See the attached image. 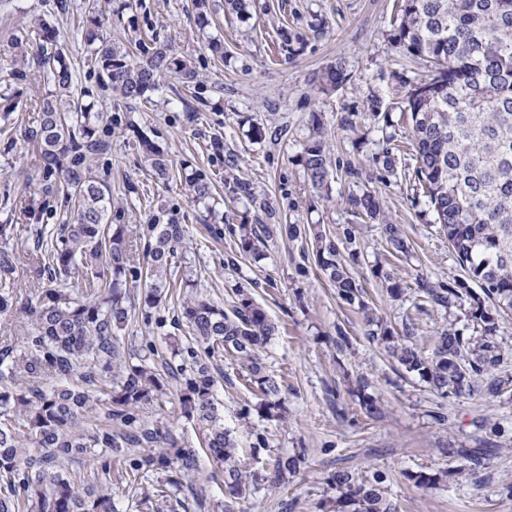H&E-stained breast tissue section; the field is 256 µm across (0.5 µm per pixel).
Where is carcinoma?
<instances>
[{
	"mask_svg": "<svg viewBox=\"0 0 512 512\" xmlns=\"http://www.w3.org/2000/svg\"><path fill=\"white\" fill-rule=\"evenodd\" d=\"M99 4L88 2L81 44L103 87L124 99H144L159 89L157 76L171 74L191 91L190 98L180 97L186 108L201 101L195 71L171 45L152 37L131 53L113 48ZM390 39L407 57L426 62V73L409 79L404 98L416 176L465 273L446 285L421 278L418 293L433 307H465L466 324L448 321L429 354L411 342L418 327L410 317L400 333L369 319L368 335L443 399L475 390L499 397L512 392V377L500 376L512 351L503 346L497 319L512 313V0H402ZM34 42L38 52L32 63L47 92L32 104L36 117L22 136L40 152L43 191L63 196L70 216L58 228L35 225L26 250L30 289L24 295L14 276L20 261L12 245L17 225L0 224V315L17 314L26 323L20 335L0 336V512H115L116 465L121 482L141 490L146 512H174L176 504L186 507L179 494L190 489L185 479L197 470L201 449L224 467L229 497L224 512H234L236 501L253 494L260 480L272 488L287 486L305 463V449L277 456L263 476L244 470L236 441L224 428V405L214 393L212 360L228 355L242 380L262 394L266 416L284 413L279 386L256 352L278 327L247 291L237 290L228 312L200 294L181 299L190 341L179 364L157 359L151 344L135 362L123 352L116 331L131 318L126 288L143 283L149 308L166 298L184 229L160 210L140 251L126 237V226L112 223V183L96 170L112 150V121L75 92L67 41L59 30L40 21L17 28L11 37L22 54ZM27 80L25 68L0 79V100L12 99L14 84ZM345 80L338 62L314 83L326 93ZM310 124L299 162L318 190L327 184L332 162L318 113L311 114ZM138 144L150 175L169 180L168 156L146 137ZM186 183L196 199L212 196L204 177ZM224 187L256 200L251 184L230 170ZM349 204L372 221L381 216L379 198L368 189L351 195ZM283 230L291 240H310L316 266L341 301L367 309L335 239L315 224H286ZM380 233L390 254L407 252L399 225L384 221ZM262 244L244 228L239 254L256 255ZM373 276L392 299L405 294L383 265ZM171 378L179 383L182 416L197 426L196 447L144 416L145 406L166 395ZM48 379L56 384L45 385ZM478 430L471 448L453 440L439 446L453 462L444 476L465 478L499 451L505 430L496 424ZM386 481L380 470L362 477L338 470L327 479L335 494L319 503L320 512H398Z\"/></svg>",
	"mask_w": 512,
	"mask_h": 512,
	"instance_id": "cac0c4a2",
	"label": "carcinoma"
}]
</instances>
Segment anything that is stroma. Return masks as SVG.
<instances>
[{
    "instance_id": "1",
    "label": "stroma",
    "mask_w": 512,
    "mask_h": 512,
    "mask_svg": "<svg viewBox=\"0 0 512 512\" xmlns=\"http://www.w3.org/2000/svg\"><path fill=\"white\" fill-rule=\"evenodd\" d=\"M68 12L58 0H0V69L16 65L17 52L8 42L12 27L43 19L72 36L84 15V0H68ZM398 0H256L250 16L230 13L225 0H110L103 23L115 45L123 46L148 33L159 35L177 54L190 60L206 86L207 103L190 112L171 93L175 79H160L161 91L150 102L130 101L105 91L96 73L73 59L75 86L96 110L111 117L112 152L99 167L112 183V198L120 223L145 232L158 209L173 214L185 230L174 262L175 279H191L216 304L231 307L237 289L251 293L279 327L277 336L260 352L267 373L274 377L288 404L285 420H268L257 410L259 393L247 390L238 366L222 357L214 363V392L224 404V426L240 447V460L260 472L282 453L307 449V463L288 487L276 491L259 486L236 512H318L329 475L348 469L360 475L379 469L388 475L389 496L399 512H512V439L485 463L478 480L439 483L424 489L413 476L436 473L448 465L438 450L455 438L470 443L477 427L495 423L512 431V397L479 395L439 400L417 374L390 358L369 338L358 305L337 299L315 267H304L301 241H288L282 224H320L334 239L344 227L356 226L358 261L353 268L363 302L376 317L393 327L413 318L420 346L431 347L448 312L440 307H415L417 280L444 283L462 270L415 183L416 157L412 129L401 107L406 89L400 75L423 71V64L405 57L389 34ZM304 37L301 52L280 47V29ZM224 43V60L215 62L209 38ZM342 62L347 81L327 94L317 92L313 75ZM36 86L18 83L17 108L0 120V222L28 199L44 224L61 223L64 198L49 197L38 180L26 174L38 162L37 150L21 132L28 124L30 97ZM321 115L331 151L333 173L316 191L307 182L298 157L309 135L311 113ZM266 137L252 139L254 126ZM148 136L167 152L186 175L210 179L215 199L199 201L180 182L162 183L145 170L134 146L136 134ZM224 150L208 151L213 137ZM396 158L395 170L381 163L385 152ZM248 179L256 201L229 195L224 188L228 164ZM374 190L386 219L400 225L410 251L389 257L376 225L352 212L348 199L363 188ZM267 208H260V201ZM267 238L258 259L237 257L241 226ZM221 228L214 236L213 228ZM389 262L401 280L404 301H390L384 284L373 277L374 265ZM177 298L153 308L151 319L135 314L120 342L126 354L138 356L147 343L169 355L170 341L186 346L185 329L173 323ZM349 338L338 345V333ZM367 378L369 394L385 404V415L373 421L362 415L347 389ZM443 406L447 425L433 412ZM357 417L341 421L337 409ZM194 491L210 504L209 512H224V473L208 457L189 479Z\"/></svg>"
}]
</instances>
